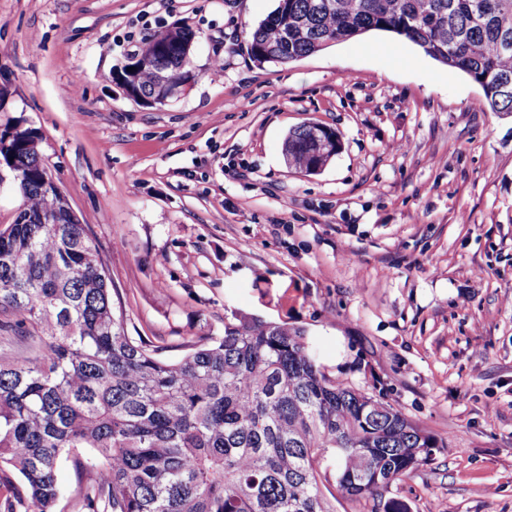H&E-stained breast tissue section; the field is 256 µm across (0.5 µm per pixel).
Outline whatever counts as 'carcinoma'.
Segmentation results:
<instances>
[{"label":"carcinoma","mask_w":512,"mask_h":512,"mask_svg":"<svg viewBox=\"0 0 512 512\" xmlns=\"http://www.w3.org/2000/svg\"><path fill=\"white\" fill-rule=\"evenodd\" d=\"M370 31L411 41L512 115V0H277L247 50L288 64ZM195 38L186 24L164 31L149 41L159 60L117 80L142 95L161 68L193 80ZM316 132L337 135L289 132V166L330 161ZM6 139L0 171L22 205L0 230V512H56L65 460L80 512H334L330 475L371 512H409L386 493L442 447L432 434L326 373L299 327L226 314L223 335L184 339L174 361L130 336L89 225L45 180L38 132L14 123Z\"/></svg>","instance_id":"carcinoma-1"}]
</instances>
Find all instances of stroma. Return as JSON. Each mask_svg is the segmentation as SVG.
Wrapping results in <instances>:
<instances>
[{"label": "stroma", "mask_w": 512, "mask_h": 512, "mask_svg": "<svg viewBox=\"0 0 512 512\" xmlns=\"http://www.w3.org/2000/svg\"><path fill=\"white\" fill-rule=\"evenodd\" d=\"M276 0H0V127L89 224L128 332L179 359L236 313L303 328L330 375L443 446L389 497L512 512V116L415 44L371 32L256 65ZM197 34L185 95L113 74L157 31ZM334 129L318 173L288 132Z\"/></svg>", "instance_id": "obj_1"}]
</instances>
